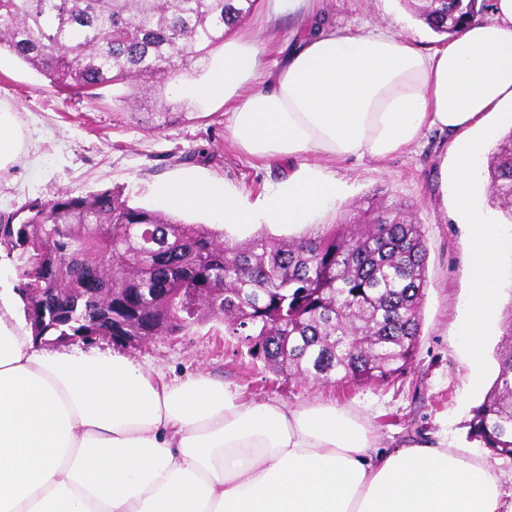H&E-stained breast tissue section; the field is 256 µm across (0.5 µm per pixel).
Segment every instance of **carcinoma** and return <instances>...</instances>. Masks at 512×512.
Returning a JSON list of instances; mask_svg holds the SVG:
<instances>
[{
    "label": "carcinoma",
    "mask_w": 512,
    "mask_h": 512,
    "mask_svg": "<svg viewBox=\"0 0 512 512\" xmlns=\"http://www.w3.org/2000/svg\"><path fill=\"white\" fill-rule=\"evenodd\" d=\"M257 0H0V51L59 89L85 97L138 83L168 123L172 80L209 59ZM433 32L453 36L486 9L479 0L413 5ZM490 189L512 222V129L488 164ZM328 230L245 242L205 224L132 206L112 189L62 192L0 214V250L18 261L26 318L78 300L93 321L112 307V335L150 340L224 323L248 355L277 374L354 385L389 384L414 360L427 248L413 208L375 198ZM469 435L512 457V321L499 373L472 410Z\"/></svg>",
    "instance_id": "obj_1"
}]
</instances>
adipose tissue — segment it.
<instances>
[{
	"label": "adipose tissue",
	"mask_w": 512,
	"mask_h": 512,
	"mask_svg": "<svg viewBox=\"0 0 512 512\" xmlns=\"http://www.w3.org/2000/svg\"><path fill=\"white\" fill-rule=\"evenodd\" d=\"M266 51L254 35L227 39L194 92L223 103L239 148L293 161L286 178L253 209L193 173L159 194L228 226L303 224L344 192L309 156L379 161L426 129L446 132L471 240L461 329L479 374L504 244L473 203V176L490 122L512 126V0L429 51L388 30L323 27L268 70ZM502 510L487 461L430 445L376 448L365 424L333 405L291 409L203 374L171 383L124 356L50 351L0 314V512Z\"/></svg>",
	"instance_id": "ef3b65f1"
}]
</instances>
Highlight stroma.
<instances>
[{"label": "stroma", "instance_id": "35a3bbf8", "mask_svg": "<svg viewBox=\"0 0 512 512\" xmlns=\"http://www.w3.org/2000/svg\"><path fill=\"white\" fill-rule=\"evenodd\" d=\"M315 18L352 34L387 28L424 49L441 43L440 35L402 0H315L309 11L282 13L273 0H258L236 32L270 39L263 65L271 68L297 47ZM124 92V87L106 86L91 99L61 92L30 66L1 53L0 110L12 114L21 148L14 161L0 168V213L65 191L84 195L100 189L122 192L131 205L163 211L167 205L157 195V185L186 171L223 180L243 204L252 206L287 170L281 162L241 152L230 140L221 104L182 94L180 112L158 129L148 114L120 107L117 98ZM447 143V135L432 129L410 151L382 162L328 163V171L344 182L345 195L308 223L274 232L281 238L328 230L377 193L414 207L427 247V286L414 362L396 382L357 386L277 375L251 359L238 338L215 320L136 346L100 337L88 343V350L129 356L171 382L207 374L258 402L275 399L291 408L317 402L340 406L364 422L382 448L445 444L481 456L495 467L502 500L511 505L512 457L491 455L469 438L466 427L472 408L497 376L498 342H487L485 379L481 388H471L458 336L469 297L468 234L442 199L441 161Z\"/></svg>", "mask_w": 512, "mask_h": 512}]
</instances>
